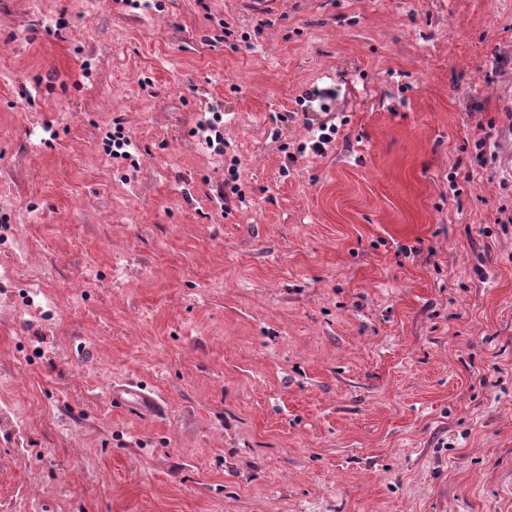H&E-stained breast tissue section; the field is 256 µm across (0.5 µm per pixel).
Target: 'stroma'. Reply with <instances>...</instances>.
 <instances>
[{"mask_svg": "<svg viewBox=\"0 0 512 512\" xmlns=\"http://www.w3.org/2000/svg\"><path fill=\"white\" fill-rule=\"evenodd\" d=\"M151 2L0 0V512H512V0ZM130 149L134 150L131 137L120 126L115 123L113 131L106 136L104 151L113 160H129L132 157Z\"/></svg>", "mask_w": 512, "mask_h": 512, "instance_id": "stroma-1", "label": "stroma"}]
</instances>
